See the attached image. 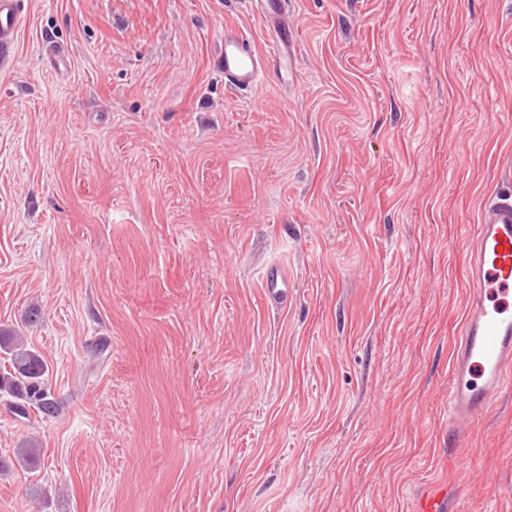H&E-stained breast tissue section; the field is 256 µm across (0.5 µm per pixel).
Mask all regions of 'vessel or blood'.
<instances>
[{"label":"vessel or blood","instance_id":"vessel-or-blood-1","mask_svg":"<svg viewBox=\"0 0 512 512\" xmlns=\"http://www.w3.org/2000/svg\"><path fill=\"white\" fill-rule=\"evenodd\" d=\"M265 24L274 28L265 51L247 34L224 31L218 65L226 87L246 93L261 85L270 70L295 72L298 30L288 24V0H246ZM26 11V0H0V47L13 44ZM468 300L459 336L450 353L448 437L456 441L512 387V195L488 197L481 206L477 234L468 259ZM267 299L288 301V276L276 265L262 276ZM454 495L432 489L417 500L416 512H451Z\"/></svg>","mask_w":512,"mask_h":512}]
</instances>
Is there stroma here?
<instances>
[{
	"instance_id": "35a3bbf8",
	"label": "stroma",
	"mask_w": 512,
	"mask_h": 512,
	"mask_svg": "<svg viewBox=\"0 0 512 512\" xmlns=\"http://www.w3.org/2000/svg\"><path fill=\"white\" fill-rule=\"evenodd\" d=\"M290 18L295 74L239 97L225 27L271 35L244 0H29L0 52V326L58 412L0 393V512H415L444 482L512 512V388L448 442L479 204L512 193V0ZM263 288L266 298L275 305L288 302V275L276 265H269L263 271Z\"/></svg>"
}]
</instances>
